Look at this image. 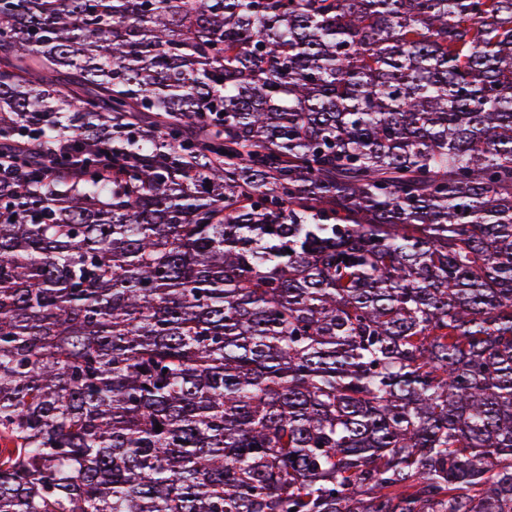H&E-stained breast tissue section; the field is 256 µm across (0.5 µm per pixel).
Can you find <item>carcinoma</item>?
Returning <instances> with one entry per match:
<instances>
[{"label":"carcinoma","instance_id":"obj_1","mask_svg":"<svg viewBox=\"0 0 512 512\" xmlns=\"http://www.w3.org/2000/svg\"><path fill=\"white\" fill-rule=\"evenodd\" d=\"M16 142L0 512H512V0H0Z\"/></svg>","mask_w":512,"mask_h":512}]
</instances>
